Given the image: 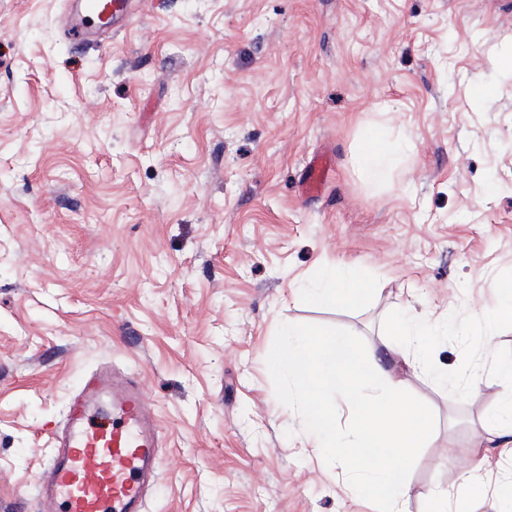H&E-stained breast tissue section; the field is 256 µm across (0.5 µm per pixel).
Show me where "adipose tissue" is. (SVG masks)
<instances>
[{"instance_id":"obj_1","label":"adipose tissue","mask_w":512,"mask_h":512,"mask_svg":"<svg viewBox=\"0 0 512 512\" xmlns=\"http://www.w3.org/2000/svg\"><path fill=\"white\" fill-rule=\"evenodd\" d=\"M403 149L402 140L368 126L361 132L356 162L367 181L380 183L398 165ZM374 292L372 282L345 265L323 268L305 294L320 306L343 308ZM386 334L382 349L360 353L340 334L292 324L284 340L269 349L267 362L271 371L286 377L305 412L310 446L337 457L355 453V490L381 498L386 512H407L408 464L417 448L433 440L435 426L431 413L401 389L407 375L431 374L436 329L400 314ZM494 381L499 403L488 424L498 443L476 448L484 462L497 454L512 456V363L497 366ZM343 405L349 408L351 428L340 435L336 417Z\"/></svg>"}]
</instances>
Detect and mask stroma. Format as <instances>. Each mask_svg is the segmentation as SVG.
I'll return each instance as SVG.
<instances>
[{
  "label": "stroma",
  "instance_id": "35a3bbf8",
  "mask_svg": "<svg viewBox=\"0 0 512 512\" xmlns=\"http://www.w3.org/2000/svg\"><path fill=\"white\" fill-rule=\"evenodd\" d=\"M78 2L0 0V512H44L37 476L104 368L160 425L143 512H379L345 484L356 457L308 447L266 352L291 323L366 351L406 310L443 332L405 386L436 421L408 498L431 512L499 400L490 377L454 392L458 327L512 280V0H130L81 44ZM371 125L409 146L386 184L356 165ZM342 261L379 294L299 296ZM482 480L472 512H512V461Z\"/></svg>",
  "mask_w": 512,
  "mask_h": 512
}]
</instances>
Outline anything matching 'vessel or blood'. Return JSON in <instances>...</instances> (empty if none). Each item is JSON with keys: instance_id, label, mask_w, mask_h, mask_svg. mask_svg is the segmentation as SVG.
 I'll list each match as a JSON object with an SVG mask.
<instances>
[{"instance_id": "b4317fda", "label": "vessel or blood", "mask_w": 512, "mask_h": 512, "mask_svg": "<svg viewBox=\"0 0 512 512\" xmlns=\"http://www.w3.org/2000/svg\"><path fill=\"white\" fill-rule=\"evenodd\" d=\"M127 4L83 0L65 37L82 43L110 32ZM158 460L157 419L137 381L103 371L81 383L37 492L46 512H142Z\"/></svg>"}]
</instances>
